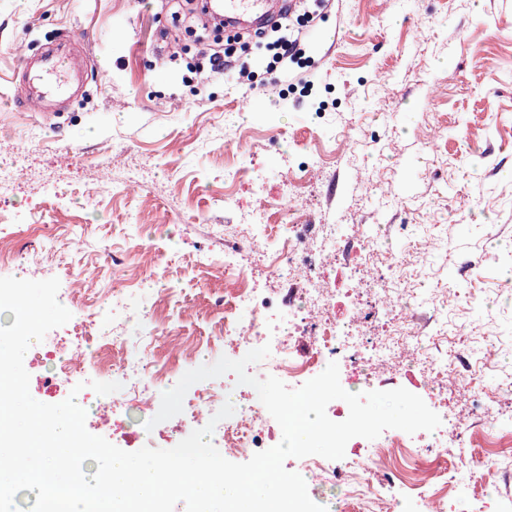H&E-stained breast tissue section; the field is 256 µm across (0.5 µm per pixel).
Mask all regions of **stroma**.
<instances>
[{"label":"stroma","mask_w":512,"mask_h":512,"mask_svg":"<svg viewBox=\"0 0 512 512\" xmlns=\"http://www.w3.org/2000/svg\"><path fill=\"white\" fill-rule=\"evenodd\" d=\"M196 25L185 0H0V165L27 169L0 200V240L19 255L0 277L58 278L73 322L94 318L107 335L113 289L135 280L166 330L207 340L224 322V268L201 259L213 227L236 223L258 191L287 205L284 162L321 153L312 202L327 223L371 225L399 257L448 232L452 250L425 259L439 278L411 276L461 304L464 331L438 355L467 353L490 329L495 365L472 384L512 375V0H302L288 25L307 35L310 86L248 48L236 57L249 81L199 73L176 51ZM51 40L82 41L101 68L42 118L19 106L17 63ZM242 138L262 145V177L228 205V148Z\"/></svg>","instance_id":"obj_1"}]
</instances>
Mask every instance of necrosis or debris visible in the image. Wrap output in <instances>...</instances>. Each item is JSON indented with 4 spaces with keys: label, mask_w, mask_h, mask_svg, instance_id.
I'll return each mask as SVG.
<instances>
[{
    "label": "necrosis or debris",
    "mask_w": 512,
    "mask_h": 512,
    "mask_svg": "<svg viewBox=\"0 0 512 512\" xmlns=\"http://www.w3.org/2000/svg\"><path fill=\"white\" fill-rule=\"evenodd\" d=\"M224 241V327L210 337L205 349L242 358L249 350L270 345L271 354L249 366L258 378L274 376L295 389L320 374L333 361L344 364L343 387L356 391L387 390L388 372L405 364H416L423 373L441 369L447 383L428 386L423 395L428 407L441 418L432 432L384 431L369 450L361 438L350 440V453L340 461L320 456L298 459L296 468L308 480L310 492L342 488L344 512H445L449 494L468 498L470 512H488V504L469 485L446 479L448 455H456L457 470L477 476L494 460L512 461V437L502 433L501 401L512 393V382L470 393V411L481 429L485 452H473L456 413L449 402L461 375L448 363H436L424 342L448 334V324L418 301L405 281L390 279V266H404L400 257L382 256L363 224L346 225L337 231L322 216L304 209L281 213L264 201L244 213L240 223L225 225ZM260 253L267 262L270 278L278 288L259 285L246 271L244 252ZM347 266L354 297L348 316L336 315V289L326 272ZM147 310L135 289L127 288L112 297V333L102 337L96 356L87 355L86 336L74 328L64 336L49 337L42 356L54 364L46 377L47 389L57 390L71 376L93 367L102 382L122 375L132 398L119 404L111 396L88 393L87 402L96 415L107 416L113 438L126 436L124 411L133 407L153 412L156 387H173L183 367L198 354L197 349L175 345L173 357L156 354L157 334L135 336L131 321L145 317ZM135 348V362L114 361L115 351ZM224 386L207 385L201 393L184 400L179 422L165 436L178 444L193 430L204 427L224 403ZM275 420L260 402L255 389H247L240 413L220 421L212 434L228 458L250 459L271 448Z\"/></svg>",
    "instance_id": "obj_1"
}]
</instances>
